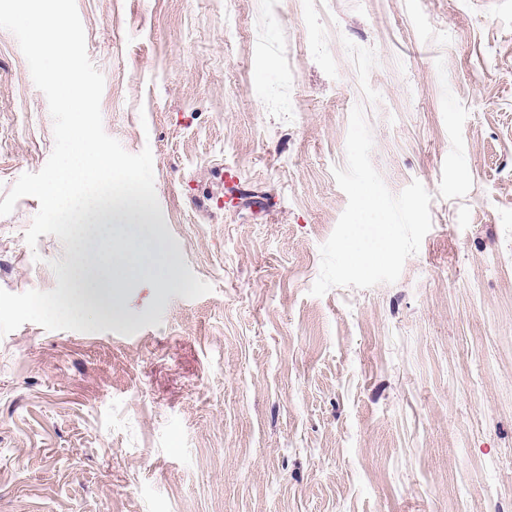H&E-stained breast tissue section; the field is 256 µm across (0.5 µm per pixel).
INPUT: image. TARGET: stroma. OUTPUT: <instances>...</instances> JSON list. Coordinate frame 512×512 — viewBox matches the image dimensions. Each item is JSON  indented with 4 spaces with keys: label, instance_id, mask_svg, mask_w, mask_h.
Instances as JSON below:
<instances>
[{
    "label": "stroma",
    "instance_id": "35a3bbf8",
    "mask_svg": "<svg viewBox=\"0 0 512 512\" xmlns=\"http://www.w3.org/2000/svg\"><path fill=\"white\" fill-rule=\"evenodd\" d=\"M76 6L182 286L0 337V512H512V0ZM358 104L432 226L395 283L316 297ZM53 147L0 29V199ZM38 210L0 217V289L72 261Z\"/></svg>",
    "mask_w": 512,
    "mask_h": 512
}]
</instances>
